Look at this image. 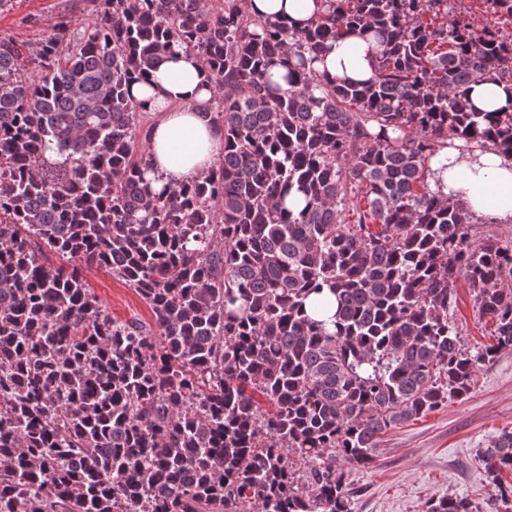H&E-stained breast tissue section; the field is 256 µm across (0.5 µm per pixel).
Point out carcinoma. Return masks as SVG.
Returning a JSON list of instances; mask_svg holds the SVG:
<instances>
[{"instance_id": "carcinoma-1", "label": "carcinoma", "mask_w": 512, "mask_h": 512, "mask_svg": "<svg viewBox=\"0 0 512 512\" xmlns=\"http://www.w3.org/2000/svg\"><path fill=\"white\" fill-rule=\"evenodd\" d=\"M91 2L80 33L0 38V512H354L382 436L512 347V238L429 188L446 145L512 153V112L466 101L512 83V32L454 0H320L301 30L250 0ZM354 30L378 46L368 84L319 70ZM181 51L224 153L170 183L132 84ZM84 265L154 323L112 318ZM460 279L492 346L462 338ZM476 461L488 510L512 512V430Z\"/></svg>"}]
</instances>
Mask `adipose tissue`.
Listing matches in <instances>:
<instances>
[{"label":"adipose tissue","instance_id":"obj_1","mask_svg":"<svg viewBox=\"0 0 512 512\" xmlns=\"http://www.w3.org/2000/svg\"><path fill=\"white\" fill-rule=\"evenodd\" d=\"M320 10L318 0H252L254 14L271 21L305 26ZM378 47L358 33L338 40L321 72L341 81L367 82L375 75ZM137 98L152 99L163 117L151 133L153 166L167 181L187 182L206 172L224 151V135L198 114L209 100V78L194 54L162 62L135 83ZM432 191L460 203L474 216L512 221V156L493 150L461 152L441 149L430 164Z\"/></svg>","mask_w":512,"mask_h":512}]
</instances>
